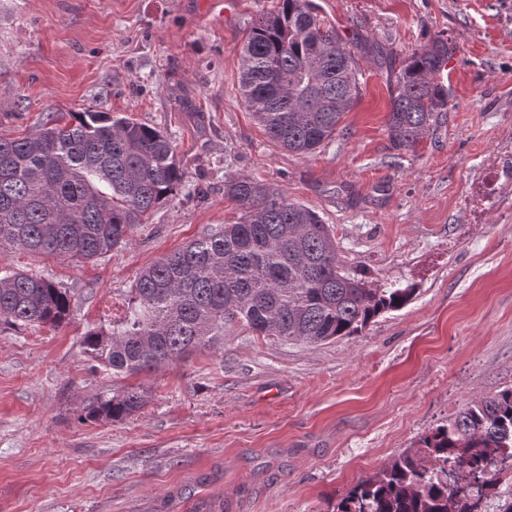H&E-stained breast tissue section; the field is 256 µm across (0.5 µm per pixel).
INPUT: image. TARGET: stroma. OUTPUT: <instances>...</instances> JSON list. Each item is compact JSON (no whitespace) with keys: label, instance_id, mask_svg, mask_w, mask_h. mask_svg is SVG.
Here are the masks:
<instances>
[{"label":"stroma","instance_id":"1","mask_svg":"<svg viewBox=\"0 0 512 512\" xmlns=\"http://www.w3.org/2000/svg\"><path fill=\"white\" fill-rule=\"evenodd\" d=\"M359 55L362 90L314 153L282 151L239 92V52L279 0H0V135L51 113L109 112L160 128L186 178L127 246L78 262L0 254L67 288L65 325L0 323V512H327L330 501L512 388V0H316ZM455 51L448 110L393 149L402 65L436 37ZM247 174L315 210L343 266L375 288L415 285L357 336L285 342L239 322L224 345L139 377L84 353L111 330L139 270L240 215L224 182ZM149 404L81 419L135 383Z\"/></svg>","mask_w":512,"mask_h":512}]
</instances>
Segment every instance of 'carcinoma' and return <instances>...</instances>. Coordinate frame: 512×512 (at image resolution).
Instances as JSON below:
<instances>
[{
    "mask_svg": "<svg viewBox=\"0 0 512 512\" xmlns=\"http://www.w3.org/2000/svg\"><path fill=\"white\" fill-rule=\"evenodd\" d=\"M359 45L318 14L314 0H280L252 23L240 52L239 93L270 140L311 154L359 99ZM454 48L438 37L396 76L386 120L393 148L410 151L441 112L439 81ZM49 115L23 137L0 135V253L91 260L130 242L149 211L171 199L186 172L160 129L109 112ZM239 221L145 268L112 331L82 336L84 353L116 374H141L224 345V323L317 344L356 336L414 289L371 288L345 271L330 228L313 209L249 175L224 183ZM69 292L24 272L0 275V322L63 326ZM128 386L84 407L88 421H122L148 403ZM512 457V389L472 401L423 447L357 482L332 512H475L501 498L492 468Z\"/></svg>",
    "mask_w": 512,
    "mask_h": 512,
    "instance_id": "obj_1",
    "label": "carcinoma"
}]
</instances>
